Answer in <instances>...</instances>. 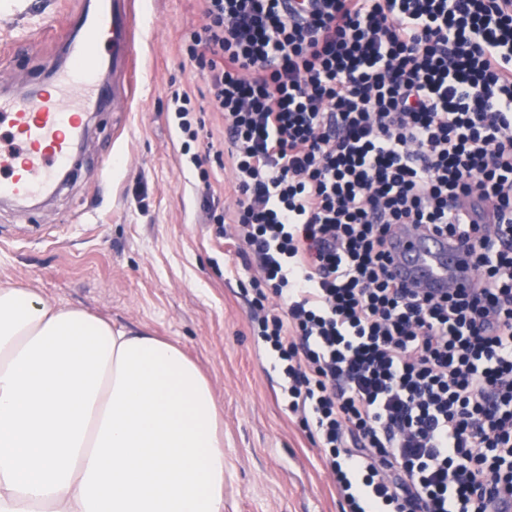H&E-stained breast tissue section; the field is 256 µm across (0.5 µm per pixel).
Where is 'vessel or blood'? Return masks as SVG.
I'll use <instances>...</instances> for the list:
<instances>
[{"instance_id":"1","label":"vessel or blood","mask_w":512,"mask_h":512,"mask_svg":"<svg viewBox=\"0 0 512 512\" xmlns=\"http://www.w3.org/2000/svg\"><path fill=\"white\" fill-rule=\"evenodd\" d=\"M135 0H98L71 21L73 38L64 62L40 66L23 98L0 93V124L9 147L0 146V198L30 204L52 196L73 172L76 143L89 120L104 111L114 92L104 67L132 73L136 56ZM392 270L431 293L471 288V259L446 237L405 225L391 242Z\"/></svg>"}]
</instances>
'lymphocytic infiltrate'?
I'll use <instances>...</instances> for the list:
<instances>
[{
  "label": "lymphocytic infiltrate",
  "instance_id": "obj_1",
  "mask_svg": "<svg viewBox=\"0 0 512 512\" xmlns=\"http://www.w3.org/2000/svg\"><path fill=\"white\" fill-rule=\"evenodd\" d=\"M189 39L235 242L284 305L259 335L349 512H494L512 491V0H204ZM404 224L456 242L475 288L396 280Z\"/></svg>",
  "mask_w": 512,
  "mask_h": 512
}]
</instances>
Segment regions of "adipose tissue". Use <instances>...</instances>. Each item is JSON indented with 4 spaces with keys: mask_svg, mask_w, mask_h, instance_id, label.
Instances as JSON below:
<instances>
[{
    "mask_svg": "<svg viewBox=\"0 0 512 512\" xmlns=\"http://www.w3.org/2000/svg\"><path fill=\"white\" fill-rule=\"evenodd\" d=\"M0 512H224V418L177 346L0 285Z\"/></svg>",
    "mask_w": 512,
    "mask_h": 512,
    "instance_id": "ef3b65f1",
    "label": "adipose tissue"
}]
</instances>
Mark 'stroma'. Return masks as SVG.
Listing matches in <instances>:
<instances>
[{"mask_svg":"<svg viewBox=\"0 0 512 512\" xmlns=\"http://www.w3.org/2000/svg\"><path fill=\"white\" fill-rule=\"evenodd\" d=\"M87 0H0V85L22 91L53 59L70 16ZM142 79L129 104L92 119L83 166L46 204L0 203V284L31 288L113 326L178 345L209 378L224 414V512H349L309 431L289 414L283 375L257 335L256 268L227 251L230 224L211 210L235 208V176L208 144L225 139L186 39L201 0H137ZM59 22L39 35L41 14ZM37 37L34 54L18 51ZM192 95L202 124L186 143L172 95ZM201 155L202 183L191 154Z\"/></svg>","mask_w":512,"mask_h":512,"instance_id":"1","label":"stroma"}]
</instances>
